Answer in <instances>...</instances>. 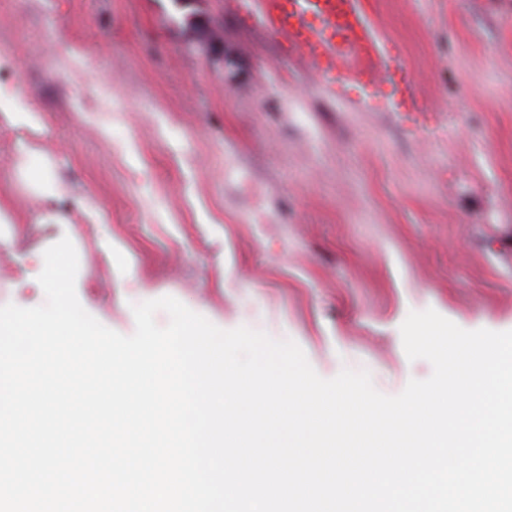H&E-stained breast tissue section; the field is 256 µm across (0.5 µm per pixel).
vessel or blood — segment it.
<instances>
[{
  "mask_svg": "<svg viewBox=\"0 0 512 512\" xmlns=\"http://www.w3.org/2000/svg\"><path fill=\"white\" fill-rule=\"evenodd\" d=\"M257 15L284 38L334 92L358 86L366 102L389 101L403 111L416 107V89L401 78L402 64L380 53L362 0H258Z\"/></svg>",
  "mask_w": 512,
  "mask_h": 512,
  "instance_id": "b4317fda",
  "label": "vessel or blood"
}]
</instances>
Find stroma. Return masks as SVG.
<instances>
[{
    "label": "stroma",
    "instance_id": "stroma-1",
    "mask_svg": "<svg viewBox=\"0 0 512 512\" xmlns=\"http://www.w3.org/2000/svg\"><path fill=\"white\" fill-rule=\"evenodd\" d=\"M364 7L418 111L322 88L237 0H0V302L44 304L66 236L122 335L172 296L388 396L432 374L409 312L512 330V0Z\"/></svg>",
    "mask_w": 512,
    "mask_h": 512
}]
</instances>
